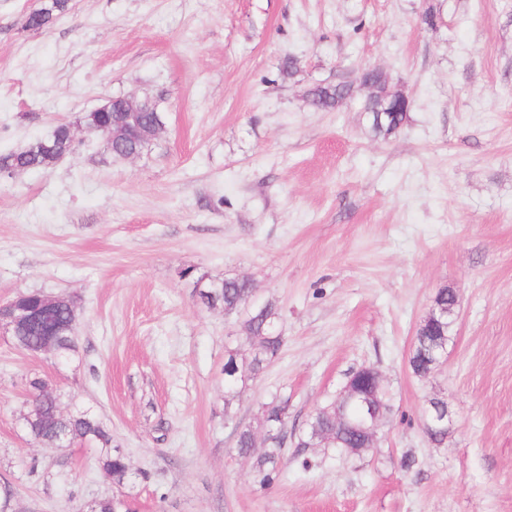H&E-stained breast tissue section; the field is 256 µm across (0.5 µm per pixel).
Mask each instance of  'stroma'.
I'll use <instances>...</instances> for the list:
<instances>
[{"label":"stroma","instance_id":"35a3bbf8","mask_svg":"<svg viewBox=\"0 0 512 512\" xmlns=\"http://www.w3.org/2000/svg\"><path fill=\"white\" fill-rule=\"evenodd\" d=\"M0 0V152L105 100H159L164 129L136 159L81 130L74 154L0 178V301L73 299L79 352L30 357L0 336V478L14 512H512V0ZM294 60L293 74L284 65ZM411 100L375 136L364 70ZM355 84L335 111L310 88ZM252 281L284 343L224 417V354L240 317L203 307L199 276ZM458 306L434 378L408 368L441 288ZM377 368L393 412L363 457L287 450L253 481L234 450L277 392L303 428L349 372ZM89 409L130 474L112 483L87 445L29 440L28 382ZM453 422L421 427L426 399ZM412 452L417 464L404 469ZM38 12L29 14L26 25L31 29H43L52 24L69 9V0H47ZM445 410H448V413H439L438 419L444 420L445 418L448 417V422L445 419L442 424L428 427L432 414H434L437 411ZM421 417L425 433L428 435L429 439L437 444L443 443V441L448 437V426H450V424L452 423V418L448 409L447 401H445L444 398L438 396L428 398L422 409Z\"/></svg>","mask_w":512,"mask_h":512}]
</instances>
